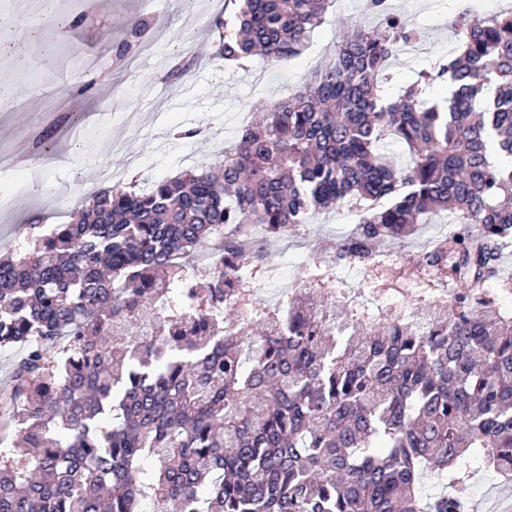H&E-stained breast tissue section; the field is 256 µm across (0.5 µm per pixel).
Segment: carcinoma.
Instances as JSON below:
<instances>
[{
  "instance_id": "cac0c4a2",
  "label": "carcinoma",
  "mask_w": 512,
  "mask_h": 512,
  "mask_svg": "<svg viewBox=\"0 0 512 512\" xmlns=\"http://www.w3.org/2000/svg\"><path fill=\"white\" fill-rule=\"evenodd\" d=\"M219 55H302L329 0H232ZM297 94L242 127L217 163L146 189L95 193L71 224L27 223L0 254V512H471V467L512 476V12H462L463 51L390 92L418 39L389 0H364ZM152 21L115 48L133 56ZM450 82L449 105L428 98ZM355 216L336 264L380 265L442 212L457 225L417 264L431 302L407 321L297 288L251 306L276 271L245 242L319 211ZM310 278H333L314 254ZM429 472L450 490L428 494Z\"/></svg>"
}]
</instances>
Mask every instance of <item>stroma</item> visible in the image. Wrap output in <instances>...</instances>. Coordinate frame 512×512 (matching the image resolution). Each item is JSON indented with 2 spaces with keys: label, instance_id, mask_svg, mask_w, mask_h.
<instances>
[{
  "label": "stroma",
  "instance_id": "1",
  "mask_svg": "<svg viewBox=\"0 0 512 512\" xmlns=\"http://www.w3.org/2000/svg\"><path fill=\"white\" fill-rule=\"evenodd\" d=\"M390 4L419 35L392 63L391 86L396 89L456 44V20L466 7L492 14L511 8L512 0ZM232 9L231 0H195L189 9L178 0L150 5L143 0H55L53 10L44 12L35 26L30 54L0 55V87L10 95L0 105V151L11 159L31 155L49 186L48 192H31L15 169L0 179V198L10 202L0 210L5 245H14L17 227L33 215H44L52 224L75 221L93 192L113 185L114 174L145 184L218 160L254 112L301 90L315 65L334 54L342 21L361 12L362 0H333L305 53L275 68L256 56L240 68L219 58L212 22ZM147 11L167 27L168 40L157 44L151 55H136L133 65L115 66L112 46L125 39V23ZM77 13L83 16L80 26L59 25V17ZM178 62L188 67L179 79L171 74ZM66 114L71 125L61 127L53 143L36 152L32 131ZM178 126H198L202 132L178 140L170 135ZM352 226L353 217L345 209L314 215L303 235L280 245L275 260L281 272L300 281L304 243L312 236L339 288L351 294L367 288L376 269L339 266L332 249ZM471 494L474 512H502L512 501V483L484 472Z\"/></svg>",
  "mask_w": 512,
  "mask_h": 512
}]
</instances>
